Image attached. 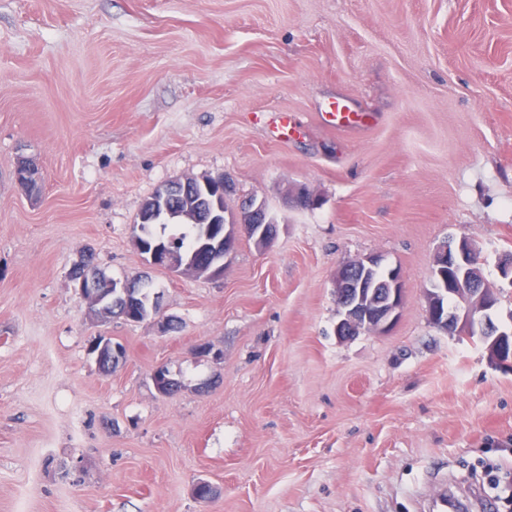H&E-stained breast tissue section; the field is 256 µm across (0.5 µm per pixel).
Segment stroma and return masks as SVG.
<instances>
[{
	"mask_svg": "<svg viewBox=\"0 0 512 512\" xmlns=\"http://www.w3.org/2000/svg\"><path fill=\"white\" fill-rule=\"evenodd\" d=\"M220 174L228 211L266 203L271 246L240 238L220 280L149 267L142 202ZM462 237L500 283L512 0H0V512H419L508 478L512 371L426 313ZM88 253L148 276L156 319L90 310ZM369 254L403 274L399 319L338 339L333 274ZM16 183L27 196H36L42 190L43 178L41 172L34 165L19 161L14 169Z\"/></svg>",
	"mask_w": 512,
	"mask_h": 512,
	"instance_id": "35a3bbf8",
	"label": "stroma"
}]
</instances>
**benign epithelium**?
I'll return each instance as SVG.
<instances>
[{"label":"benign epithelium","instance_id":"obj_1","mask_svg":"<svg viewBox=\"0 0 512 512\" xmlns=\"http://www.w3.org/2000/svg\"><path fill=\"white\" fill-rule=\"evenodd\" d=\"M16 183L27 196H36L42 190L43 178L34 165L20 161L14 169ZM276 224L269 217L263 201L252 200L235 217L227 218L224 235L205 236L199 250L207 251L210 268L207 276L219 280L224 276V258L230 256L239 237L252 238L255 245L264 249L276 236ZM150 266L163 268L176 274H196L197 260L192 256H179L176 250L159 245L152 246L144 254ZM382 264V258L373 254L350 261L336 270L333 288L339 312L336 336L347 338L361 332L381 333L390 331L399 318L405 296V284L400 270L391 268L385 286L377 288L368 283L371 270ZM474 265L470 242L462 237L456 244L439 250L433 257L430 280L432 288L426 290L429 321L437 328L449 333L477 336L485 346L493 363L512 367V329L494 324L490 311L496 307L497 293L482 288L466 291L469 281L468 269ZM79 295L90 307L106 313L112 305L114 292L123 294L128 302L137 296L139 285L134 279H112L84 270L72 277ZM464 295L461 309L440 305V299L449 295Z\"/></svg>","mask_w":512,"mask_h":512}]
</instances>
